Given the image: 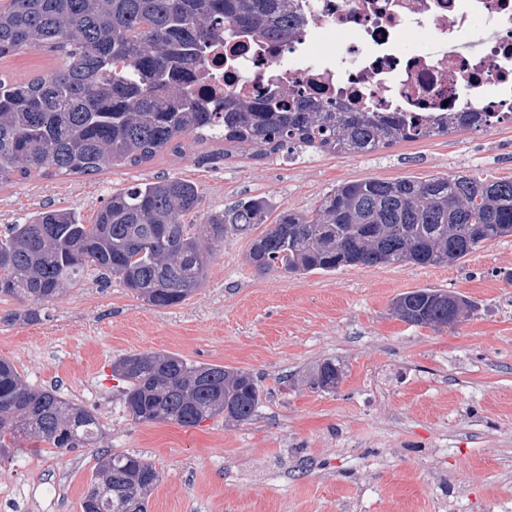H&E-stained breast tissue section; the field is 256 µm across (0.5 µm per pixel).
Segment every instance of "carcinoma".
<instances>
[{
    "mask_svg": "<svg viewBox=\"0 0 512 512\" xmlns=\"http://www.w3.org/2000/svg\"><path fill=\"white\" fill-rule=\"evenodd\" d=\"M290 0H0V59L23 49L62 60L30 80L0 78V181L94 175L136 166L186 140L224 145L227 159L304 153L368 154L381 146L448 136L485 122L455 112L449 122L416 126L392 115L323 112L294 91L224 97L213 112L190 89L187 73L219 43L250 33L269 43L297 30ZM200 201L197 184L160 176L112 194L86 224L75 211L45 209L0 232V296L35 306L56 301L94 266L149 305L166 308L202 287L224 233L264 224L246 263L259 272L304 275L347 266L458 264L485 243L512 236V180L458 173L394 181L370 178L329 190L312 211L273 214L253 197L208 216L201 230L185 223ZM272 224H267L268 220ZM461 296L420 288L393 302L412 325L444 329L468 312ZM112 373L125 385L134 423L170 421L193 428L207 419L244 423L261 401L257 379L174 354H133ZM331 360L312 384L333 389ZM99 418L55 390L34 389L0 359V448L42 441L59 453L92 446ZM159 473L147 458L103 451L81 512H148Z\"/></svg>",
    "mask_w": 512,
    "mask_h": 512,
    "instance_id": "1",
    "label": "carcinoma"
}]
</instances>
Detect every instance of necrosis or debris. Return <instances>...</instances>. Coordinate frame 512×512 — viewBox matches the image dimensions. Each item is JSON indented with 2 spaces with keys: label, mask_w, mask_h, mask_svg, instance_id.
<instances>
[{
  "label": "necrosis or debris",
  "mask_w": 512,
  "mask_h": 512,
  "mask_svg": "<svg viewBox=\"0 0 512 512\" xmlns=\"http://www.w3.org/2000/svg\"><path fill=\"white\" fill-rule=\"evenodd\" d=\"M193 83L209 101L288 88L334 112L512 126V0H316L294 37L225 43Z\"/></svg>",
  "instance_id": "necrosis-or-debris-1"
}]
</instances>
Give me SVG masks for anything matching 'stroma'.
I'll return each instance as SVG.
<instances>
[{"mask_svg": "<svg viewBox=\"0 0 512 512\" xmlns=\"http://www.w3.org/2000/svg\"><path fill=\"white\" fill-rule=\"evenodd\" d=\"M200 147L93 176L0 182V231L45 208L93 222L113 192L169 175L194 181L193 223L254 196L309 211L336 185L427 179L461 171L512 179V130L462 129L365 155L208 160ZM251 238L227 233L207 281L158 308L96 270L38 321L27 301L0 299V358L33 387L57 388L94 412L97 447L64 454L22 442L0 458V512H80L97 448L137 452L160 474L148 512H512V237L457 265L352 266L301 276L260 274ZM418 288L472 303L437 330L399 320L393 301ZM16 321H7V314ZM173 353L251 373L263 391L245 424H135L112 364ZM332 360L342 379L312 384Z\"/></svg>", "mask_w": 512, "mask_h": 512, "instance_id": "1", "label": "stroma"}]
</instances>
